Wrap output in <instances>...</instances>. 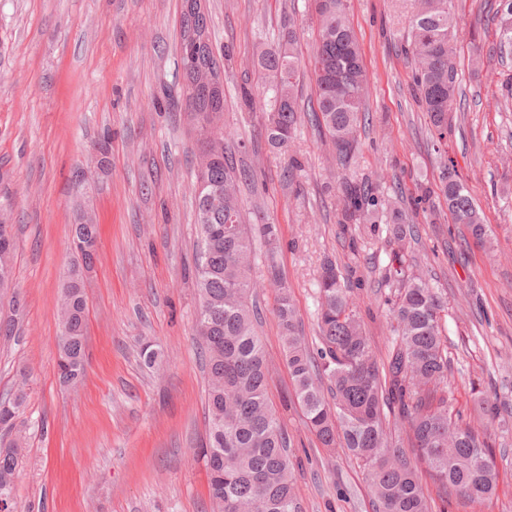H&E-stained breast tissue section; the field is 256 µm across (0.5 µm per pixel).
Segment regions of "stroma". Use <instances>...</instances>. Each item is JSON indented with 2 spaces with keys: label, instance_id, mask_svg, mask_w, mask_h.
Masks as SVG:
<instances>
[{
  "label": "stroma",
  "instance_id": "35a3bbf8",
  "mask_svg": "<svg viewBox=\"0 0 512 512\" xmlns=\"http://www.w3.org/2000/svg\"><path fill=\"white\" fill-rule=\"evenodd\" d=\"M211 40L224 52L228 155L247 173L246 211L277 224L276 260L299 333L316 345V280L324 260L348 272L350 295L378 355L387 351L386 279L394 245L385 217L347 224L340 183L368 182L380 205L397 203L416 224L411 261L447 304L443 319L453 406L493 446L495 495L481 508L453 497L448 512H512V69L498 60L499 0H452L463 109L437 140L413 92L406 51L410 0H350L349 20L371 78L368 124L347 166L312 124V74L288 153L265 138L272 92L255 60L295 26L308 60L318 31L311 0H206ZM182 0H0V224L13 227L15 287L0 293V396L26 394L13 437L24 448L15 512H211L205 444V373L193 337L192 276L198 228V144L182 92ZM255 94L245 107L243 91ZM454 162L489 225L490 241L464 242L443 197L417 206ZM98 225L86 283L87 374H57L56 306L77 207ZM260 336L269 398L294 443L303 512H372L364 470L322 447L291 393L276 316L278 290L261 281ZM152 342L161 366L145 367ZM498 406L499 420L478 407Z\"/></svg>",
  "mask_w": 512,
  "mask_h": 512
}]
</instances>
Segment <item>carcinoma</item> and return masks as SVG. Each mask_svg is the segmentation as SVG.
<instances>
[{
    "label": "carcinoma",
    "mask_w": 512,
    "mask_h": 512,
    "mask_svg": "<svg viewBox=\"0 0 512 512\" xmlns=\"http://www.w3.org/2000/svg\"><path fill=\"white\" fill-rule=\"evenodd\" d=\"M189 1L194 8L182 13L180 28L183 90L199 151L216 152L208 166L195 171L201 190L193 265L199 299L193 333L204 349L209 419L201 455L209 473L212 512H301L294 491L293 440L270 403V368L256 327L255 229L269 247L264 267L280 283L276 313L294 397L323 447L339 446L362 464L373 512H432V499L421 485L419 461L435 478L439 512H445L450 496L484 504L496 493L497 473L491 464L480 463L490 455L486 437L451 409V362L442 329L445 305L430 281L409 272L407 264L408 247L419 238L417 227L404 223L400 211L392 210L387 233L397 250L389 270L395 290L386 310L390 331L386 357L377 356L345 277L331 263L323 267L318 281L320 347L311 352L297 333V311L274 260L277 226L265 223L254 228L244 219L242 173L224 155V85L207 9L202 0H183ZM313 2L318 25L309 59L316 88L313 121L345 164L357 146L369 77L348 13L326 11L328 0ZM496 16L495 51L511 56L512 10L501 6ZM456 34L448 0H414L408 17L409 45L418 59L414 91L440 136L459 94ZM295 40L290 29L287 47L263 51L258 58L259 78L270 80L274 92L267 142L278 151L288 150L298 121L295 87L300 63L293 51ZM324 72L356 93L336 97ZM340 189L344 222L359 224L375 211L378 200L365 183L346 178ZM440 192L453 222L486 242L484 218L451 163L442 172ZM226 223L234 227L230 236L220 231ZM97 237L98 225L88 211L78 209L57 307V317H66L59 324L58 378L67 386L86 376L82 267L91 254L83 244ZM23 402L22 393L0 399V429L13 428ZM400 426L409 429L408 438L398 431ZM19 457L20 446L14 442L0 448V479L16 478Z\"/></svg>",
    "instance_id": "carcinoma-1"
}]
</instances>
